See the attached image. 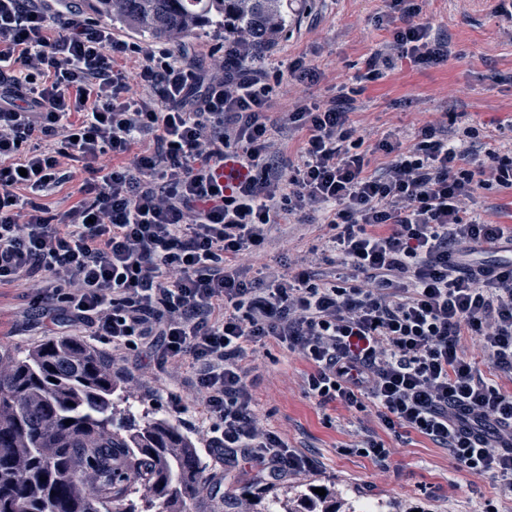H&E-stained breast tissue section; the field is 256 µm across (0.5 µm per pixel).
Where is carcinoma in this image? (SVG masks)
Listing matches in <instances>:
<instances>
[{"label":"carcinoma","instance_id":"1","mask_svg":"<svg viewBox=\"0 0 512 512\" xmlns=\"http://www.w3.org/2000/svg\"><path fill=\"white\" fill-rule=\"evenodd\" d=\"M88 2L157 41L213 31L260 50L293 21L290 0ZM116 391L109 362L71 337L21 359L0 356V512H112L133 486L145 509L123 512H190L204 485L192 441L166 419L115 428ZM288 512H341V504L304 493Z\"/></svg>","mask_w":512,"mask_h":512}]
</instances>
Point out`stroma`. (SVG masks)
Segmentation results:
<instances>
[{"label": "stroma", "mask_w": 512, "mask_h": 512, "mask_svg": "<svg viewBox=\"0 0 512 512\" xmlns=\"http://www.w3.org/2000/svg\"><path fill=\"white\" fill-rule=\"evenodd\" d=\"M495 5L496 0H425L421 18L429 22L433 36L450 44L452 55L423 66L402 60L383 80L365 83L359 98L364 108L353 114V121L377 139L419 121L457 115L496 132L500 141L512 140V130L502 125L512 118V83L507 80L512 34L505 32ZM384 9V0H298L287 36L271 47L266 63L282 70L303 55L321 77L311 86L274 85L272 111H287L298 96L328 102L342 82L363 73L366 57L390 36L377 23ZM45 340V320L29 313L23 289L1 287L0 353L22 358ZM249 363L258 418L314 464L311 471L266 489L256 468L245 464L230 472L211 455L188 366H158L150 347L142 344L125 351L112 367L119 385L115 398L121 403L116 427L163 418L193 440L209 484L194 512H243L247 507L267 512L271 505H285L299 492L315 488L340 500L382 506L384 512H483L489 503L495 512H512V489L459 469L448 449L417 433L395 437L370 412L323 404L309 395L305 380L312 367L286 347L274 342L257 347ZM173 394L180 409L172 407ZM371 436L389 448L385 461L357 452V445Z\"/></svg>", "instance_id": "35a3bbf8"}]
</instances>
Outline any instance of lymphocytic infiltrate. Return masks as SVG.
<instances>
[{
  "mask_svg": "<svg viewBox=\"0 0 512 512\" xmlns=\"http://www.w3.org/2000/svg\"><path fill=\"white\" fill-rule=\"evenodd\" d=\"M387 7L367 82L447 53L417 0ZM318 78L306 57L281 73L237 40L204 68L186 41H130L81 0H0V286L30 290L48 332L82 325L115 352L142 342L191 365L208 448L257 466L263 486L312 466L253 410L248 352L272 340L313 365L319 402L372 410L512 488V393L462 348L512 373V225L471 207L478 190H512V152L474 151L481 128L433 121L408 145L366 148L350 95L298 97L272 117L274 83ZM230 156L248 173L229 188ZM78 172L79 199L53 211L48 197ZM314 212L329 228L321 249L280 240L287 266L251 277L272 228ZM487 247L507 259H479ZM322 250L342 268L318 278Z\"/></svg>",
  "mask_w": 512,
  "mask_h": 512,
  "instance_id": "f902f5d3",
  "label": "lymphocytic infiltrate"
}]
</instances>
